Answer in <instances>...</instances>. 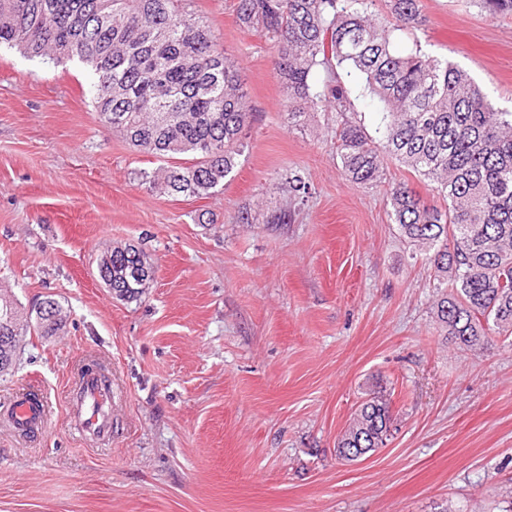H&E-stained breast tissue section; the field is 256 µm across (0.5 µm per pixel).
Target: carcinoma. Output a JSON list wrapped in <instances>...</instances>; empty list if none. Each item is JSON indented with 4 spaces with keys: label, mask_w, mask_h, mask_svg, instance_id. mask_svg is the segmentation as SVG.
Instances as JSON below:
<instances>
[{
    "label": "carcinoma",
    "mask_w": 512,
    "mask_h": 512,
    "mask_svg": "<svg viewBox=\"0 0 512 512\" xmlns=\"http://www.w3.org/2000/svg\"><path fill=\"white\" fill-rule=\"evenodd\" d=\"M373 0H239L241 26L270 41L284 82L288 120L336 113L331 133L342 173L353 183L385 180L391 157L435 185L440 206L406 183L389 190L400 235L428 254L433 287L452 288L435 302L445 335L472 348L486 326L512 335V112L497 110L467 72L420 51L404 54L396 32L421 22V0H389L391 17ZM192 0H0V46L31 57L78 59L90 67L89 92L100 119L138 150L184 164L141 174L171 195H209L224 186L241 154L251 118L241 71ZM317 66L353 68L382 105L378 137L348 117L350 91L340 80L311 85ZM154 273L134 244L115 247L98 264L103 284L133 301ZM12 317L0 336H53L61 307L46 298L26 311L0 297ZM389 406L374 392L355 411L336 453L385 445Z\"/></svg>",
    "instance_id": "1"
}]
</instances>
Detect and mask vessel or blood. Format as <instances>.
Masks as SVG:
<instances>
[{"instance_id": "1", "label": "vessel or blood", "mask_w": 512, "mask_h": 512, "mask_svg": "<svg viewBox=\"0 0 512 512\" xmlns=\"http://www.w3.org/2000/svg\"><path fill=\"white\" fill-rule=\"evenodd\" d=\"M112 386L96 371H85L73 387L70 415L90 440H102L112 434ZM12 427L22 431L39 429L47 421L46 407L19 398L8 415Z\"/></svg>"}]
</instances>
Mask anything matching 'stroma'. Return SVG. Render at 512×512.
Returning a JSON list of instances; mask_svg holds the SVG:
<instances>
[{
	"mask_svg": "<svg viewBox=\"0 0 512 512\" xmlns=\"http://www.w3.org/2000/svg\"><path fill=\"white\" fill-rule=\"evenodd\" d=\"M237 0H194L242 71L252 118L222 190L167 195L141 180L164 161L105 127L76 61L0 48V293L27 308L51 297L65 328L20 338L0 374V512H506L512 504V336L478 349L440 333L424 255L389 216L390 184L428 203L429 182L388 160L387 181L341 172L332 112L288 124L264 38ZM397 46L467 71L512 112V13L482 0H422ZM354 120L380 104L340 71ZM316 67L313 84L333 76ZM309 192L295 196L288 176ZM249 223H236L240 212ZM287 213L284 224L272 215ZM155 267L121 301L98 277L114 246ZM112 377V439L68 417L84 360ZM384 391V447L356 462L336 441ZM48 402L32 433L3 420L25 394Z\"/></svg>",
	"mask_w": 512,
	"mask_h": 512,
	"instance_id": "35a3bbf8",
	"label": "stroma"
}]
</instances>
